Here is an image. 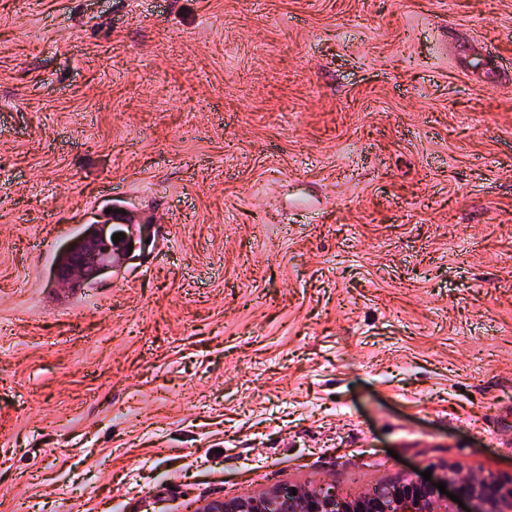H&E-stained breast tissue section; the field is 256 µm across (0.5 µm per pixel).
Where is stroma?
<instances>
[{
    "instance_id": "obj_1",
    "label": "stroma",
    "mask_w": 512,
    "mask_h": 512,
    "mask_svg": "<svg viewBox=\"0 0 512 512\" xmlns=\"http://www.w3.org/2000/svg\"><path fill=\"white\" fill-rule=\"evenodd\" d=\"M452 465L512 479V0H0V512ZM113 222L122 224L126 230L112 224H93L76 245L67 244L63 250L67 255V266H59L58 275L75 270L86 282H92L112 270L116 257L124 259L140 248L146 239H150V224H123L127 223V219L121 213L114 214ZM119 232L123 236L115 244L112 237ZM130 245H133V249L128 253Z\"/></svg>"
}]
</instances>
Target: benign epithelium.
Returning a JSON list of instances; mask_svg holds the SVG:
<instances>
[{"label":"benign epithelium","instance_id":"1","mask_svg":"<svg viewBox=\"0 0 512 512\" xmlns=\"http://www.w3.org/2000/svg\"><path fill=\"white\" fill-rule=\"evenodd\" d=\"M123 233L119 243L113 234ZM151 236V225L128 224L121 230L110 224H93L77 244L64 248L67 266L58 268L64 275L70 270L92 282L112 270L115 258L128 255V246L138 249ZM448 492L462 503L440 495L432 484L413 480L385 481L375 490L348 500L334 491H275L262 496L244 495L230 500L210 501L199 512H512V484L494 476L466 480L460 469L448 468L443 479Z\"/></svg>","mask_w":512,"mask_h":512}]
</instances>
